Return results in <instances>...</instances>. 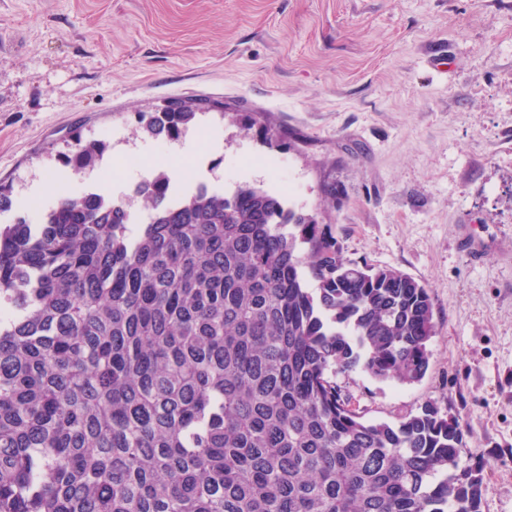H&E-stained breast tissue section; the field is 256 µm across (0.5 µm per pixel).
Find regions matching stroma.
<instances>
[{"label":"stroma","mask_w":512,"mask_h":512,"mask_svg":"<svg viewBox=\"0 0 512 512\" xmlns=\"http://www.w3.org/2000/svg\"><path fill=\"white\" fill-rule=\"evenodd\" d=\"M174 97L203 110L178 140L142 133ZM77 133L108 145L80 174L59 160ZM130 152L178 194L262 188L424 282L423 380L337 381L373 419L455 416L482 512H512V0H0V224L62 188L143 214Z\"/></svg>","instance_id":"stroma-1"}]
</instances>
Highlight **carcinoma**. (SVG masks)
<instances>
[{"mask_svg":"<svg viewBox=\"0 0 512 512\" xmlns=\"http://www.w3.org/2000/svg\"><path fill=\"white\" fill-rule=\"evenodd\" d=\"M141 117L175 140L201 111ZM76 137L63 165L100 163ZM124 203L63 194L0 225V512H481V468L435 402L365 417L336 376L410 386L430 289L345 258L335 225L242 185Z\"/></svg>","mask_w":512,"mask_h":512,"instance_id":"cac0c4a2","label":"carcinoma"}]
</instances>
